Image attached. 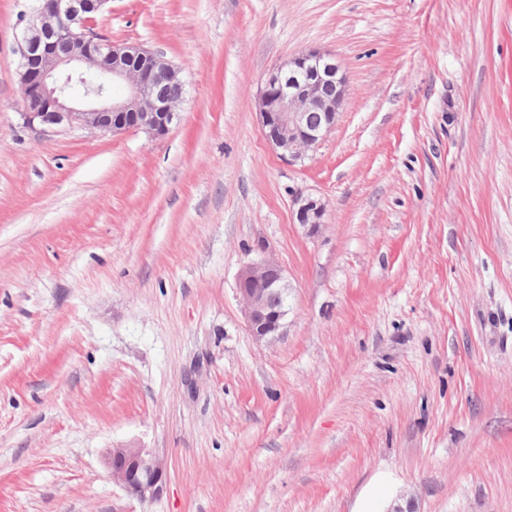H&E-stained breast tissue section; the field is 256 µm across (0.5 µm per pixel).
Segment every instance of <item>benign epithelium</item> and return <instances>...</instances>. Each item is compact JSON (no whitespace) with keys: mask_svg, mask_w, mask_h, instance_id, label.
Segmentation results:
<instances>
[{"mask_svg":"<svg viewBox=\"0 0 512 512\" xmlns=\"http://www.w3.org/2000/svg\"><path fill=\"white\" fill-rule=\"evenodd\" d=\"M112 0H34L21 14L17 52L25 103L24 120L41 130L81 127L119 134L130 129L167 134L183 95L168 93L175 66L137 43H116L95 30ZM69 41L62 52L58 42ZM348 92L336 56L312 50L269 73L259 96V116L269 144L290 163L303 161L335 127ZM297 223L316 230L324 203L298 194ZM238 293L246 328L257 341L282 334L288 316V281L281 264L261 257L241 272ZM112 480L138 499L158 497L167 463L151 449L111 448Z\"/></svg>","mask_w":512,"mask_h":512,"instance_id":"7a95c632","label":"benign epithelium"}]
</instances>
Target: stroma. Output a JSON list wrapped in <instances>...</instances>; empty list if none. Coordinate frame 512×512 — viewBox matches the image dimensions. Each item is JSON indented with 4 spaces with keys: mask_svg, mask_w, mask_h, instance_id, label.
<instances>
[{
    "mask_svg": "<svg viewBox=\"0 0 512 512\" xmlns=\"http://www.w3.org/2000/svg\"><path fill=\"white\" fill-rule=\"evenodd\" d=\"M25 0H0V512H512V0H111L160 51L169 132L25 125ZM348 79L300 164L266 76ZM320 198L317 233L293 198ZM269 254L282 335H249ZM165 459L160 497L108 449ZM237 286L250 335L257 341L280 336L288 316V281L281 264L261 257L244 268ZM106 464L112 480L138 499L157 498L167 477V463L150 448L118 447L107 452Z\"/></svg>",
    "mask_w": 512,
    "mask_h": 512,
    "instance_id": "obj_1",
    "label": "stroma"
}]
</instances>
